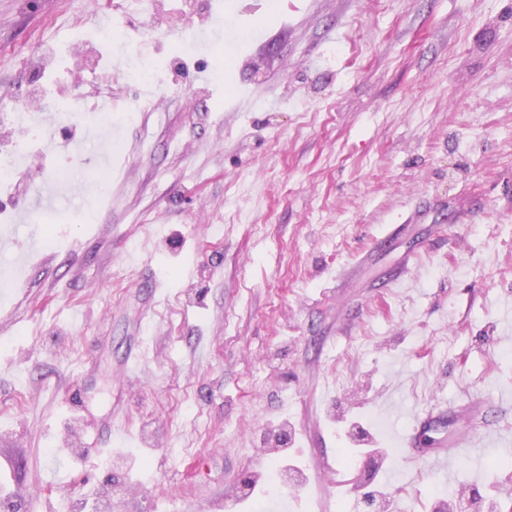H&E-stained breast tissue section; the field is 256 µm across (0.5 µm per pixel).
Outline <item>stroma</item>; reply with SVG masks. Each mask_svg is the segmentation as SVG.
Here are the masks:
<instances>
[{
    "mask_svg": "<svg viewBox=\"0 0 512 512\" xmlns=\"http://www.w3.org/2000/svg\"><path fill=\"white\" fill-rule=\"evenodd\" d=\"M251 2L0 0V152L13 102L44 129L0 183V512L105 481L132 512H279L282 426L288 512H372L377 486L435 512L464 482L512 512V0ZM472 398L509 440L449 478L405 455L414 415ZM349 412L388 450L367 485Z\"/></svg>",
    "mask_w": 512,
    "mask_h": 512,
    "instance_id": "stroma-1",
    "label": "stroma"
}]
</instances>
